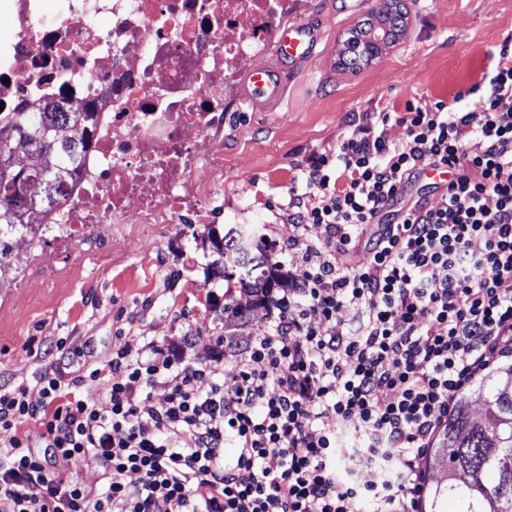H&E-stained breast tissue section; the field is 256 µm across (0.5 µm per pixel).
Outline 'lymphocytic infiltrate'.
<instances>
[{"label": "lymphocytic infiltrate", "mask_w": 512, "mask_h": 512, "mask_svg": "<svg viewBox=\"0 0 512 512\" xmlns=\"http://www.w3.org/2000/svg\"><path fill=\"white\" fill-rule=\"evenodd\" d=\"M480 85L473 102L353 113L357 134L307 159L288 191L295 286L235 372L223 338L195 361L145 338L88 375L65 372L71 348L35 387L0 388V512H424L457 397L512 353V68ZM427 166L448 171L445 192L407 200ZM88 380L104 403L81 396ZM87 457L102 487L56 476L57 459ZM359 469L375 481L352 483Z\"/></svg>", "instance_id": "1"}]
</instances>
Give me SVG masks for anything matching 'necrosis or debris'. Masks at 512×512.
<instances>
[{
	"label": "necrosis or debris",
	"mask_w": 512,
	"mask_h": 512,
	"mask_svg": "<svg viewBox=\"0 0 512 512\" xmlns=\"http://www.w3.org/2000/svg\"><path fill=\"white\" fill-rule=\"evenodd\" d=\"M291 0H0V112L60 101L94 115L63 208L70 243L95 224L180 223L202 159L224 154V95Z\"/></svg>",
	"instance_id": "obj_1"
}]
</instances>
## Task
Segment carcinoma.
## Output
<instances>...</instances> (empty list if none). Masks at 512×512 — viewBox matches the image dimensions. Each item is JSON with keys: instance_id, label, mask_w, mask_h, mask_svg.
<instances>
[{"instance_id": "carcinoma-1", "label": "carcinoma", "mask_w": 512, "mask_h": 512, "mask_svg": "<svg viewBox=\"0 0 512 512\" xmlns=\"http://www.w3.org/2000/svg\"><path fill=\"white\" fill-rule=\"evenodd\" d=\"M387 46H392L407 25L402 0H389L385 9ZM89 113L58 106L52 112H0V285L13 270V238L43 240L56 230L42 220L66 201V183L83 151L64 129L88 122ZM51 184L52 201L28 203L19 193L20 180ZM218 258L211 266L224 279V315L238 323L250 318V310L235 303L233 288L256 296L255 305L268 307L266 299L287 280L274 265L270 246L254 238L239 224L224 229L215 242ZM485 418L471 420L468 396L457 400L448 426L431 449L426 468L443 474L428 485L426 512H512V360L505 358L483 381Z\"/></svg>"}]
</instances>
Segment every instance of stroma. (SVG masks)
<instances>
[{
	"mask_svg": "<svg viewBox=\"0 0 512 512\" xmlns=\"http://www.w3.org/2000/svg\"><path fill=\"white\" fill-rule=\"evenodd\" d=\"M387 0H306L288 23L318 30L314 53L284 68L282 100L250 106L242 101L248 70L273 61L272 49L248 60L227 98L237 117L224 127L223 168L203 167L208 196L202 222L123 224L113 235L91 230L71 244L34 245L16 238L18 274L0 288V387L34 386L43 366L31 344L66 339L82 349V361L103 366L118 337L139 348L142 337L179 344L197 358L194 336L232 332L238 344L267 331L273 313L256 310L236 325L226 319L224 281L210 268L213 240L225 225L251 224L285 248L283 267L301 255L288 251V191L297 164L330 153L353 133L347 116L365 109L425 108L479 83L484 72L512 67L499 53L512 39V0H408V27L373 64L352 72L338 68L344 35L384 11ZM136 241L128 250L127 241Z\"/></svg>",
	"mask_w": 512,
	"mask_h": 512,
	"instance_id": "35a3bbf8",
	"label": "stroma"
}]
</instances>
